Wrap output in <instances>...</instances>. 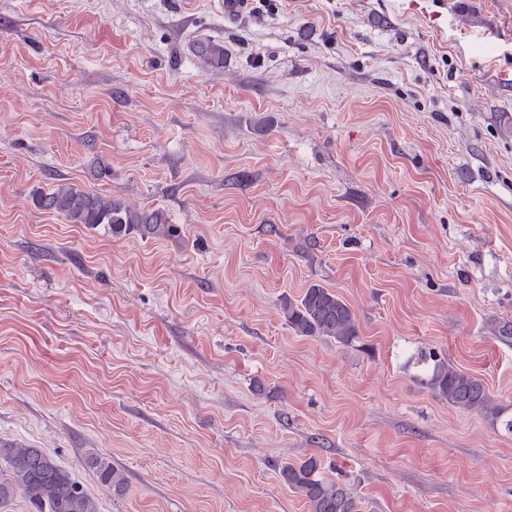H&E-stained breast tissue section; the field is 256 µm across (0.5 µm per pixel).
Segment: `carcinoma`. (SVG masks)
Instances as JSON below:
<instances>
[{
  "mask_svg": "<svg viewBox=\"0 0 512 512\" xmlns=\"http://www.w3.org/2000/svg\"><path fill=\"white\" fill-rule=\"evenodd\" d=\"M196 53L207 64L223 55L209 42L197 43ZM35 205L74 224H107L115 236L136 233L160 237L174 232L158 211L132 210L117 200L66 183L36 195ZM283 313L288 327L298 336L332 338L346 346L359 341V325L352 309L343 298L320 285L314 284L300 298L286 302ZM415 364L421 366L423 383L436 396L461 409L480 410L492 423H500L512 434V416H505L492 404L479 379L457 369L432 350L420 353ZM0 458L8 466V473L0 475V510L19 494L34 512H98L94 498L42 449L0 448ZM87 464L114 491L125 489L126 477L121 471L95 456L89 457ZM319 470L318 460L310 457L297 466H283L280 476L288 488L303 497L309 512H359L353 493L343 483L321 476Z\"/></svg>",
  "mask_w": 512,
  "mask_h": 512,
  "instance_id": "carcinoma-1",
  "label": "carcinoma"
}]
</instances>
